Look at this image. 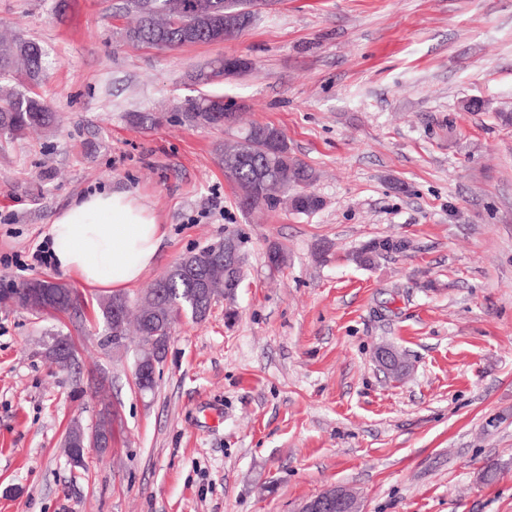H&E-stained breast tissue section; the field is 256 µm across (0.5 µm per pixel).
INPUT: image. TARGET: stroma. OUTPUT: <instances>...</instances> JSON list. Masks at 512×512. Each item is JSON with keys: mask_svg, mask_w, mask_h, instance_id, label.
Listing matches in <instances>:
<instances>
[{"mask_svg": "<svg viewBox=\"0 0 512 512\" xmlns=\"http://www.w3.org/2000/svg\"><path fill=\"white\" fill-rule=\"evenodd\" d=\"M130 21L126 0H0V24L44 48L35 91L60 116L0 136V289L51 278L84 301L58 321L0 304V512H298L336 485L364 512H512V125L495 116L512 111V0H279L235 40L166 50L125 41ZM225 56L249 66L196 82ZM203 93L281 129L323 208L245 213L224 129L177 117ZM103 187L165 227L128 298L225 233L247 240L235 298L176 323L147 394L134 349L101 344L103 291L30 265L53 216ZM385 237L407 250L350 260ZM57 330L71 367L46 356ZM382 344L406 375L378 369ZM105 401L111 451L71 467L72 421Z\"/></svg>", "mask_w": 512, "mask_h": 512, "instance_id": "1", "label": "stroma"}]
</instances>
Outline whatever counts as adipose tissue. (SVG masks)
I'll return each mask as SVG.
<instances>
[{"instance_id":"obj_1","label":"adipose tissue","mask_w":512,"mask_h":512,"mask_svg":"<svg viewBox=\"0 0 512 512\" xmlns=\"http://www.w3.org/2000/svg\"><path fill=\"white\" fill-rule=\"evenodd\" d=\"M164 234L142 198L112 190L79 198L48 228L56 267L108 292L125 290L154 267Z\"/></svg>"}]
</instances>
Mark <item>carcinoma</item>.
I'll return each instance as SVG.
<instances>
[{"mask_svg": "<svg viewBox=\"0 0 512 512\" xmlns=\"http://www.w3.org/2000/svg\"><path fill=\"white\" fill-rule=\"evenodd\" d=\"M259 0H195L197 8L183 11L179 0H130L129 7L138 15L137 23L125 28L127 41L173 49L190 44H207L212 28L224 25V11L254 8ZM45 72V54L35 41L16 36L0 44V78L13 82L0 86V135L21 137L31 130L51 132L57 127V114L29 86L38 83ZM213 96L189 98L180 106L181 120L191 126H222L224 121L238 123L233 112L215 111ZM258 124L236 131L238 140L232 150L243 156L228 179L235 184L238 196H255L251 208L273 210L290 195H297L296 213L309 215L321 209L323 200L312 190L316 172L292 154H273L255 136ZM196 263L197 275L186 273V260ZM208 280L211 299L224 294V255L213 246L187 254L175 262L167 273L135 302L124 296H112L99 302L103 335L112 337L114 350L125 347L130 327H135L143 351L152 336H169L182 315L199 311L206 318L209 304L200 299L199 279Z\"/></svg>", "mask_w": 512, "mask_h": 512, "instance_id": "1", "label": "carcinoma"}]
</instances>
